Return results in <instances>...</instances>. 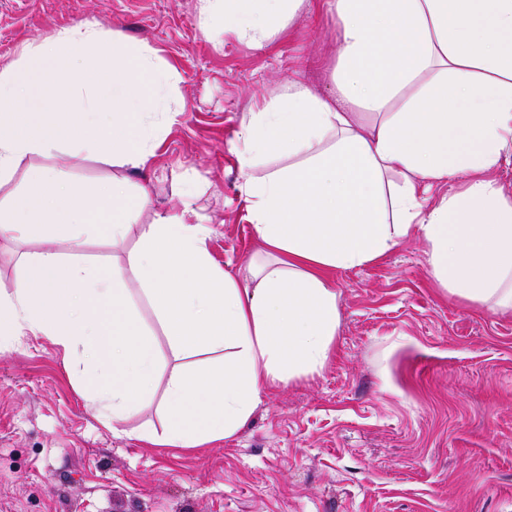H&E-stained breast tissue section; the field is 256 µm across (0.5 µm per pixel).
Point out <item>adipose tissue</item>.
I'll list each match as a JSON object with an SVG mask.
<instances>
[{
  "instance_id": "obj_1",
  "label": "adipose tissue",
  "mask_w": 512,
  "mask_h": 512,
  "mask_svg": "<svg viewBox=\"0 0 512 512\" xmlns=\"http://www.w3.org/2000/svg\"><path fill=\"white\" fill-rule=\"evenodd\" d=\"M336 20L339 56L329 97L292 81L250 114L238 134L249 220L262 259L231 273L215 266L208 229L190 208L154 212L142 246L102 270L51 248L21 254L23 276L0 292V337H51L95 363L84 382L101 417L121 421L148 399L159 370L153 340L130 300L142 292L177 356L163 434L150 443L194 448L234 435L265 387L318 372L340 322L337 269L373 263L412 231L428 245L432 276L474 304L512 309V195L497 172L512 167V0H196L201 23L263 47L302 11ZM96 22L26 43L0 66V187L25 188L0 210V241L39 237L81 247L105 227L126 238L148 196L130 174L154 154L157 134L128 110L162 112L180 91L145 44L105 57ZM77 80L64 82V75ZM112 113L95 134V114ZM121 169L87 189L48 166L63 146ZM460 191L425 208L436 185Z\"/></svg>"
}]
</instances>
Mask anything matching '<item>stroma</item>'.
Wrapping results in <instances>:
<instances>
[{"label":"stroma","instance_id":"stroma-1","mask_svg":"<svg viewBox=\"0 0 512 512\" xmlns=\"http://www.w3.org/2000/svg\"><path fill=\"white\" fill-rule=\"evenodd\" d=\"M196 0H0V63L25 43L91 20L113 48L139 41L177 72L179 116L136 183L152 208L191 204L209 228L213 263L235 272L263 249L246 219L236 157L243 121L295 80L323 95L336 63V23L298 14L258 48L202 29ZM69 182L111 178V164L50 161ZM106 231L69 242L0 243V291L22 275L23 249L51 246L111 270L139 244ZM340 324L315 373L268 386L249 422L199 448L151 445L162 431L176 360L140 291L132 301L160 367L151 397L118 425L83 395L86 357L47 336L0 342V512H512V312L474 305L435 285L413 233L381 260L334 271Z\"/></svg>","mask_w":512,"mask_h":512}]
</instances>
